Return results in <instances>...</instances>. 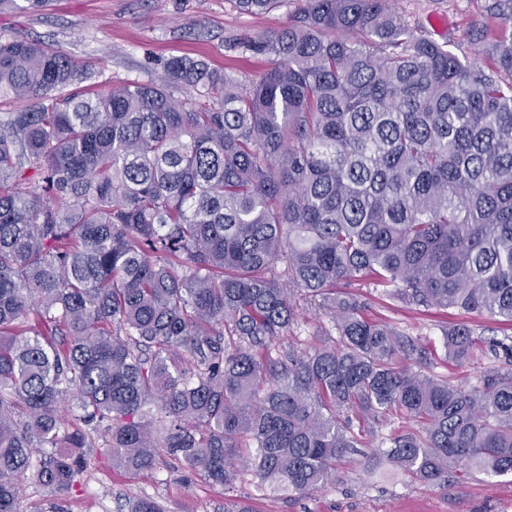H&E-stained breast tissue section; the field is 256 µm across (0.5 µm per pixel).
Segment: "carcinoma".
Masks as SVG:
<instances>
[{"instance_id": "1", "label": "carcinoma", "mask_w": 512, "mask_h": 512, "mask_svg": "<svg viewBox=\"0 0 512 512\" xmlns=\"http://www.w3.org/2000/svg\"><path fill=\"white\" fill-rule=\"evenodd\" d=\"M391 3L303 0L243 44L270 57L256 78L177 56L113 85L55 45L0 41V98L24 103L0 114V512L24 479L69 490L82 426L104 421L127 474L164 448L269 494L321 487L390 413L387 456L416 479L512 474V344L453 385L407 365L409 341L352 292L375 280L512 323V0L473 30L492 68ZM296 293L337 338L274 358ZM478 341L453 326L448 357Z\"/></svg>"}]
</instances>
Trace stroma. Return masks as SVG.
Returning <instances> with one entry per match:
<instances>
[{"mask_svg": "<svg viewBox=\"0 0 512 512\" xmlns=\"http://www.w3.org/2000/svg\"><path fill=\"white\" fill-rule=\"evenodd\" d=\"M394 6L406 24L423 28L437 41L453 40L465 54L471 51L472 26L486 19L485 0H394ZM290 13L284 6L255 17L240 11L235 0H49L39 12L0 9V38L60 45L115 84L157 78L175 56L203 58L225 72L253 76L267 68L269 59L243 49L242 41L286 28ZM360 293L369 318L387 322L426 349L430 373L454 385H472L496 366V359L481 351L460 366L446 361L443 332L463 321L461 311L433 308L421 313L369 282ZM334 332L327 311L301 301L294 324L276 347L303 348L315 335ZM398 424L393 417L374 423L373 447L343 457L324 487L279 497L260 492L248 475L230 489L209 485L166 456L143 474H123L112 467L101 428L93 434L88 466L74 487L53 497L23 483L20 510L45 512L56 504L65 512H120L129 500L148 496L165 512H224L231 502L253 512H512V474L461 471L448 484L430 485L385 462L369 470L367 457L379 455V443Z\"/></svg>", "mask_w": 512, "mask_h": 512, "instance_id": "obj_1", "label": "stroma"}]
</instances>
